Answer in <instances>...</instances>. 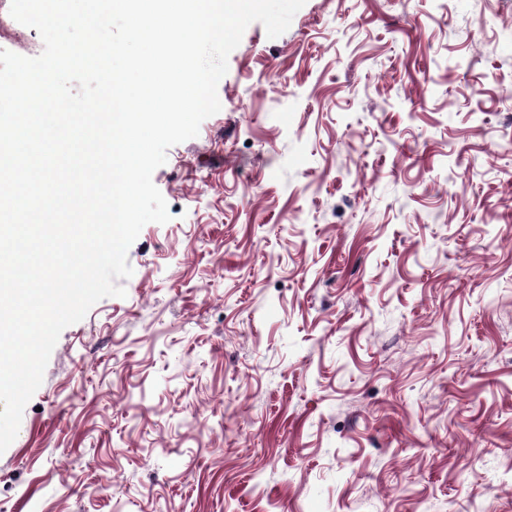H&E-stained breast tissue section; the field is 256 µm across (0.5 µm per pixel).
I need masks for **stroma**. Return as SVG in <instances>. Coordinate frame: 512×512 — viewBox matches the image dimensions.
I'll return each instance as SVG.
<instances>
[{"mask_svg":"<svg viewBox=\"0 0 512 512\" xmlns=\"http://www.w3.org/2000/svg\"><path fill=\"white\" fill-rule=\"evenodd\" d=\"M217 93L0 512H512V0H306Z\"/></svg>","mask_w":512,"mask_h":512,"instance_id":"obj_1","label":"stroma"}]
</instances>
